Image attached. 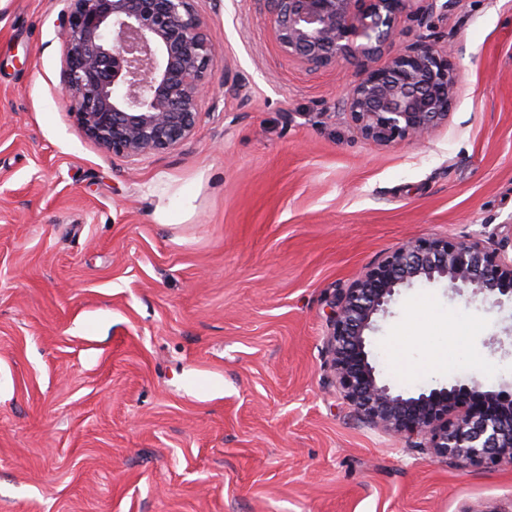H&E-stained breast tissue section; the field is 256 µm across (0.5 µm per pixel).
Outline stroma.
Listing matches in <instances>:
<instances>
[{"label": "stroma", "mask_w": 512, "mask_h": 512, "mask_svg": "<svg viewBox=\"0 0 512 512\" xmlns=\"http://www.w3.org/2000/svg\"><path fill=\"white\" fill-rule=\"evenodd\" d=\"M65 9L0 0V512H512V465L379 434L325 350L332 303L393 249L512 224V0H410L397 45L451 49L460 88L387 144L344 111L356 68L289 56L264 0H195L220 48L199 122L135 161L67 110ZM455 338L478 363L428 367ZM368 349L398 392L497 390L512 301L418 282Z\"/></svg>", "instance_id": "1"}]
</instances>
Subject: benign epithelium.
<instances>
[{"label":"benign epithelium","instance_id":"7a95c632","mask_svg":"<svg viewBox=\"0 0 512 512\" xmlns=\"http://www.w3.org/2000/svg\"><path fill=\"white\" fill-rule=\"evenodd\" d=\"M65 93L85 133L139 159L194 133L217 52L194 0H66ZM409 0H267L284 52L314 68L352 64L344 107L366 140H418L448 119L460 74L447 50L403 49L395 30ZM388 53L385 65L376 60ZM499 247L478 238L408 241L369 266L327 319L331 378L371 428L466 471L512 464V386L454 384L405 396L379 380L366 332L399 288L445 279L456 294L512 299V224Z\"/></svg>","mask_w":512,"mask_h":512}]
</instances>
